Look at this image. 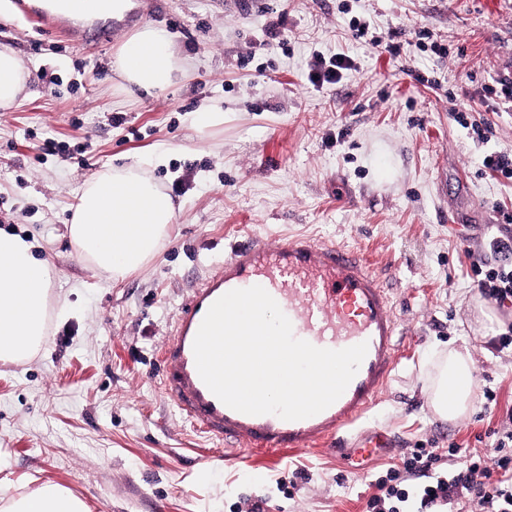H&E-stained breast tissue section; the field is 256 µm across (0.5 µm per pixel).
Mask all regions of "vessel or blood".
<instances>
[{
  "instance_id": "vessel-or-blood-1",
  "label": "vessel or blood",
  "mask_w": 512,
  "mask_h": 512,
  "mask_svg": "<svg viewBox=\"0 0 512 512\" xmlns=\"http://www.w3.org/2000/svg\"><path fill=\"white\" fill-rule=\"evenodd\" d=\"M39 31L67 37L51 15L16 0ZM263 287L292 324L296 338L318 348L340 350L367 343V354L345 392L322 412L296 421L274 414L231 409L202 381L193 342L210 306L234 289ZM400 323L388 288L360 251L336 242L295 235L271 245L255 238L232 246L223 265L192 288L179 308L159 353L161 388L181 417L206 437L237 447L239 462L258 451L308 450L323 445L345 449V433L357 432L356 451L379 453L386 433L358 431L359 422L387 389L397 365Z\"/></svg>"
}]
</instances>
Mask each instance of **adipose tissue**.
I'll return each mask as SVG.
<instances>
[{
	"label": "adipose tissue",
	"instance_id": "ef3b65f1",
	"mask_svg": "<svg viewBox=\"0 0 512 512\" xmlns=\"http://www.w3.org/2000/svg\"><path fill=\"white\" fill-rule=\"evenodd\" d=\"M129 86L146 91L167 88L182 67L169 41L151 27L136 31L117 51L114 64ZM27 70L8 48L0 49V108L15 104L23 93ZM165 151L149 160L108 168L87 181L69 226L81 258L120 275L146 262L157 250L175 218V206L150 176ZM51 268L36 258L33 245L0 229V361L33 355L45 332ZM474 368L468 347L449 350L431 385L434 411L449 420L473 406ZM8 512H88L79 499L46 485L13 501Z\"/></svg>",
	"mask_w": 512,
	"mask_h": 512
}]
</instances>
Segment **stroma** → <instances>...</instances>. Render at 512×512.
<instances>
[{"mask_svg": "<svg viewBox=\"0 0 512 512\" xmlns=\"http://www.w3.org/2000/svg\"><path fill=\"white\" fill-rule=\"evenodd\" d=\"M133 2L106 38L99 20H75L88 40L74 44L0 0V47L29 72L21 104L0 109V229L27 237L52 271L41 349L0 362V505L53 484L90 512H368L386 473L412 490L413 450L437 454L439 473L469 452L493 463L495 431L512 427V346L495 344L512 307L481 295L471 267L512 214V180L481 165L486 149L512 151V111H488L484 91L512 77V0ZM358 19L400 54L353 40ZM146 25L167 33L185 69L163 91L131 95L112 62ZM423 27L446 55L418 47ZM317 52L356 68L314 87ZM213 103L224 123L199 132L190 116ZM456 112L489 120L490 144ZM164 145L151 174L175 222L154 258L114 277L79 257L73 207L86 181ZM296 231L362 250L393 290L403 348L365 423L395 445L365 462L283 448L237 463L161 389L157 353L190 288L233 243ZM461 345L474 410L449 422L428 386Z\"/></svg>", "mask_w": 512, "mask_h": 512, "instance_id": "stroma-1", "label": "stroma"}]
</instances>
